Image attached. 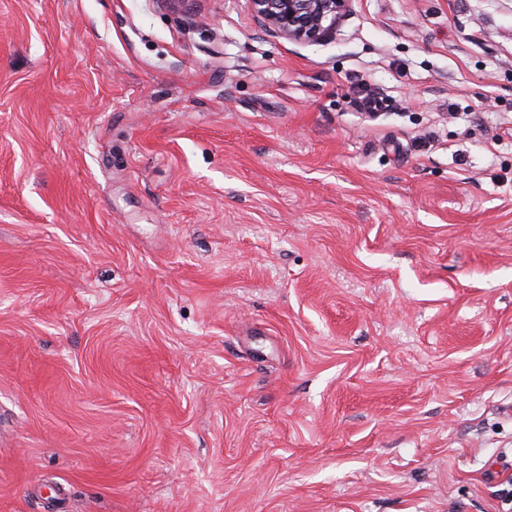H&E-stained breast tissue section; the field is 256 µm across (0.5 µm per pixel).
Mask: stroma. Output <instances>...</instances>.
I'll list each match as a JSON object with an SVG mask.
<instances>
[{
    "instance_id": "stroma-1",
    "label": "stroma",
    "mask_w": 512,
    "mask_h": 512,
    "mask_svg": "<svg viewBox=\"0 0 512 512\" xmlns=\"http://www.w3.org/2000/svg\"><path fill=\"white\" fill-rule=\"evenodd\" d=\"M506 119L512 0H0V512H512ZM350 0H250L258 23L288 40L325 39Z\"/></svg>"
}]
</instances>
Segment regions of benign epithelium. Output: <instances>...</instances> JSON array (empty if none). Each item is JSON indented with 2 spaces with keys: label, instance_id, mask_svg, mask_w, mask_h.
I'll list each match as a JSON object with an SVG mask.
<instances>
[{
  "label": "benign epithelium",
  "instance_id": "7a95c632",
  "mask_svg": "<svg viewBox=\"0 0 512 512\" xmlns=\"http://www.w3.org/2000/svg\"><path fill=\"white\" fill-rule=\"evenodd\" d=\"M350 0H250L258 23L288 40L324 39L336 29V22Z\"/></svg>",
  "mask_w": 512,
  "mask_h": 512
}]
</instances>
